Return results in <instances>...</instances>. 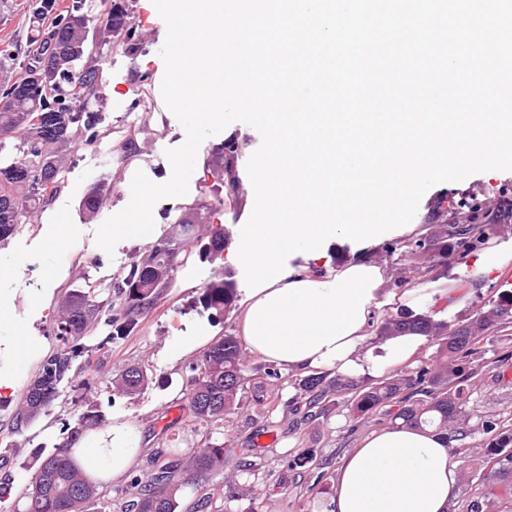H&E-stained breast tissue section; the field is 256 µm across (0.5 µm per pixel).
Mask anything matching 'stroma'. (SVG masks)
<instances>
[{
	"instance_id": "35a3bbf8",
	"label": "stroma",
	"mask_w": 512,
	"mask_h": 512,
	"mask_svg": "<svg viewBox=\"0 0 512 512\" xmlns=\"http://www.w3.org/2000/svg\"><path fill=\"white\" fill-rule=\"evenodd\" d=\"M35 2L0 0V89L19 76ZM133 21L142 39L137 55L119 49L105 53L100 99L93 104L101 118L96 142L88 143L87 133H75L60 151L64 186L56 200L34 223L21 225L0 243V311L8 317L7 322H0V482L9 484V498L17 500L36 470L37 452L49 451L60 442L75 402L88 400L102 411L106 424L129 426L127 445L138 451L127 474L106 483L112 512H122L132 478L146 473L150 459L166 448L181 449L185 456L179 472L186 483L183 512H334L336 470L343 456L358 447L367 433L384 426L379 416L357 417L347 395H337L327 411L304 417L294 404V381L301 378V371H282L277 383L268 384L261 370L262 358L249 353L245 356L249 388L243 410L226 418L223 428L210 434L195 428L186 416L188 367L201 352L195 337L205 336L213 342L237 330L236 314L211 320L202 295L205 284L218 273L230 274L238 296L246 294L243 269L225 257L209 261L208 254L219 231L224 234L225 252H232L252 213L255 196L246 166L261 145L259 132L234 122L206 138L199 147L187 194L155 203L154 229L149 235L121 240L110 254L96 243L97 229L129 204L135 173L144 172L157 184L167 182L172 168L166 151L186 140L183 126L161 93L165 65L160 51L167 25L153 0H135ZM229 136L245 145L238 161L235 192L225 195L223 206L211 210L205 223L186 228L177 225L186 207L212 200L214 180L208 165ZM128 137L134 138L137 150L124 157L118 145ZM100 181L111 183L112 193L91 218L83 212L82 200ZM461 191L500 200L512 194V171L490 170L460 183L434 185L422 196L413 226L389 230L372 242L331 244L325 261L336 266L359 258L381 265L388 273L386 290L398 288L405 265L404 245L425 234L429 225L439 223L440 211L454 212ZM59 224L66 226L68 233L63 245L55 237ZM164 241L176 250L173 279L141 319L137 331L106 343L110 314L101 312L85 340L86 353L74 364L72 382L60 386L55 400L35 420L16 425L15 412L29 384L56 347L51 328L64 294L89 284L99 288L101 298L116 297L117 286L130 266ZM417 261L421 271L415 274V281H422L423 271L430 269L452 288L467 287L473 273L481 272V288L446 316L451 324L464 321L478 308L490 307L501 293L512 292V220L499 224L479 249L463 259L452 257L438 264L421 253ZM131 365L145 367L151 381L141 394L124 397L116 393L115 382ZM503 369L501 378L487 372L478 377L468 404L472 421L489 415L512 421V359ZM482 442V434L472 435L459 442L454 452L460 462L456 499L464 505L479 496L484 512H512L511 494L486 493L485 475L491 465ZM210 443L226 444L235 453L225 456L223 469L209 475L214 495L211 503L202 506L199 491L187 480L195 475L193 453ZM309 448L315 450L325 473L318 484L303 470L288 467L290 457ZM244 458L259 464L256 474L239 471Z\"/></svg>"
}]
</instances>
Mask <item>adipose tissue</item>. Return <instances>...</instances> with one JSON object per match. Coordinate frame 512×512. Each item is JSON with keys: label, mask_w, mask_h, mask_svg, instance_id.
Returning a JSON list of instances; mask_svg holds the SVG:
<instances>
[{"label": "adipose tissue", "mask_w": 512, "mask_h": 512, "mask_svg": "<svg viewBox=\"0 0 512 512\" xmlns=\"http://www.w3.org/2000/svg\"><path fill=\"white\" fill-rule=\"evenodd\" d=\"M383 268L355 261L335 270L296 268L241 304L239 334L247 350L283 369H333L349 377H377L410 361L425 337L397 336L370 347L366 340L382 308L413 309L446 289L425 284L386 293ZM125 428L113 426L112 442L80 446L92 477H123L134 449ZM459 462L430 430L386 427L367 435L347 454L335 483L334 512H446L458 487Z\"/></svg>", "instance_id": "obj_1"}]
</instances>
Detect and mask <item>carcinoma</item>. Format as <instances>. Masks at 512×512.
Masks as SVG:
<instances>
[{"mask_svg":"<svg viewBox=\"0 0 512 512\" xmlns=\"http://www.w3.org/2000/svg\"><path fill=\"white\" fill-rule=\"evenodd\" d=\"M133 3L73 0L62 5L60 0H40L36 16L53 13L54 20L36 29L24 71L9 87L12 99L0 108V139L14 140V149L21 153L16 161H0V242L7 240L18 225L32 223L60 193L64 180L58 152L72 141L74 132L83 127L91 132L88 143L96 141V112L91 109V99L98 98L97 79L104 48L118 42L120 49L132 56L141 46L133 23ZM34 72L39 76V88L29 93L24 88ZM235 172L224 149H219L210 169L212 176L220 183L233 182ZM111 191V186L102 183L90 187L82 201L84 212L96 213ZM509 218L512 207L495 212L472 202L464 221L446 222L439 233L408 242V252L428 253L439 262L453 254L461 257L477 249L495 226ZM173 272L174 249L166 242L131 266L122 279L121 308L111 318L108 341L135 331L138 318L155 305ZM236 299V288L230 280L222 278L205 285V306L217 313L230 312ZM112 305L89 288H74L65 294L61 314L53 320L56 347L29 385L16 411L19 421H31L55 399L73 361L84 353L81 339L96 315L104 308L112 309ZM511 326V293L499 296L490 309L461 324L412 313L388 318L377 327L376 340L381 343L406 332L423 335L435 348L431 365L372 383L339 373L330 378L317 372L298 380L297 400L310 410H323L329 395L348 393L351 409L357 415L380 414L389 426L400 422L429 426L453 449L455 443L472 435L467 404L474 379L482 370L491 372L507 360L505 356L484 357L480 342L495 333L501 334V341H512V336L503 335ZM190 372L187 413L194 423L206 429L218 427L224 418L242 409L247 377L237 337L227 334L212 343L190 366ZM149 380L146 370L131 366L121 374L117 387L122 394L134 396L147 387ZM104 422L105 416L95 405L88 403L77 410L74 425L66 426L67 439L38 459L35 474L13 512H88L91 504L98 505V512H112L101 486L76 462L72 448L82 432ZM481 429L487 435L483 443L485 457L496 466L495 473L511 474L512 429H501L500 421L492 416L482 420ZM224 453L222 444L200 449L194 455L199 478L223 463ZM178 457L177 448L158 452L150 476L132 481L133 512H178L179 484L173 480ZM314 459L313 451L305 450L293 456L288 467L308 469L319 480L324 473L311 469Z\"/></svg>","mask_w":512,"mask_h":512,"instance_id":"cac0c4a2","label":"carcinoma"}]
</instances>
